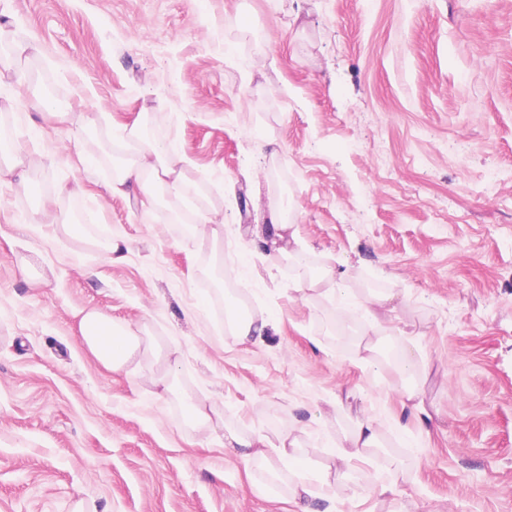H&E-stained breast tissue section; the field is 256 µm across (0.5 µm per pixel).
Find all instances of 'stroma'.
Returning a JSON list of instances; mask_svg holds the SVG:
<instances>
[{"mask_svg":"<svg viewBox=\"0 0 512 512\" xmlns=\"http://www.w3.org/2000/svg\"><path fill=\"white\" fill-rule=\"evenodd\" d=\"M0 38L27 46L0 67L10 136L51 148L29 188L0 190V512H292L179 400L95 359L93 308L150 320L180 348L177 389L229 425L303 430L310 471L353 419L386 421L403 469L351 472L335 512H512V0H0ZM143 118L223 217L221 274L163 206L108 193L112 129ZM52 192L84 234L125 236L124 260L32 224ZM282 202L299 243L273 268L243 232ZM35 253L40 286L19 267ZM310 264L344 295L302 299ZM228 285L271 321L263 341L229 339ZM371 285L394 296L379 369L336 333L343 296ZM411 341L406 378L390 361Z\"/></svg>","mask_w":512,"mask_h":512,"instance_id":"35a3bbf8","label":"stroma"}]
</instances>
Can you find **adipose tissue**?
Returning a JSON list of instances; mask_svg holds the SVG:
<instances>
[{"instance_id":"adipose-tissue-1","label":"adipose tissue","mask_w":512,"mask_h":512,"mask_svg":"<svg viewBox=\"0 0 512 512\" xmlns=\"http://www.w3.org/2000/svg\"><path fill=\"white\" fill-rule=\"evenodd\" d=\"M112 149L124 161L107 184L110 194L139 201L143 211L169 204L174 222L202 225L198 244L208 246L212 255H219L224 241V222L217 213L193 204L186 195L182 158L151 140L146 124L121 126L112 130ZM46 157L40 150L27 151L17 143L0 140V183L9 178L24 179L26 173L42 165ZM293 220L286 204L270 208L266 223L254 225L251 242L267 253L270 265L287 256ZM387 295L365 294L354 306L362 312L356 333L358 360L364 366L381 365V324L378 310L387 302ZM81 340L97 360L112 371H134L143 362L168 363L171 348L153 336L148 324L133 326L91 309L80 320ZM187 421L204 432L222 431L224 450L243 460L249 468L263 474L258 487L267 493L285 498L294 512H326V486L330 476L345 478L362 464L393 463L392 455L383 451V429L379 422L366 418L359 421L331 451L336 462L334 473L312 474L297 469L283 474L281 463L292 459L299 449L296 439L284 434L277 440L248 435L224 423V410L214 401L189 398L185 401Z\"/></svg>"}]
</instances>
